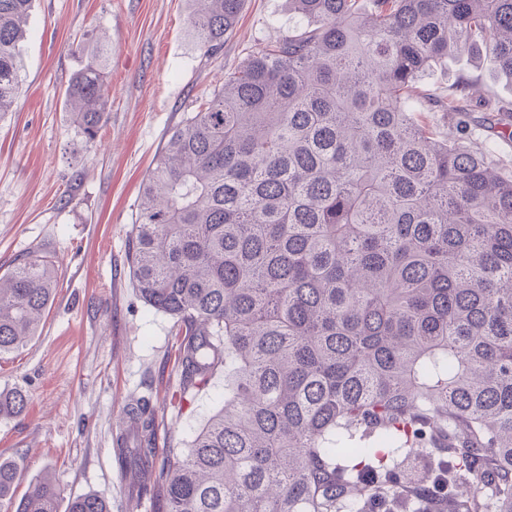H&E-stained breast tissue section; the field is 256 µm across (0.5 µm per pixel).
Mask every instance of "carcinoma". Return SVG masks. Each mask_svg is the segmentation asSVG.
<instances>
[{"mask_svg": "<svg viewBox=\"0 0 512 512\" xmlns=\"http://www.w3.org/2000/svg\"><path fill=\"white\" fill-rule=\"evenodd\" d=\"M34 0H0V114L23 93ZM212 56L243 0H191ZM299 25L224 75L142 182L130 277L176 320L183 390L224 367V405L157 461L155 413L125 406L121 468L161 512H512V177L467 129L471 81L413 89L453 55L512 79V0H289ZM99 43L66 103L95 140L109 106ZM512 142V107L483 120ZM55 262L0 276V357L37 336ZM425 456L415 478L405 462ZM0 505L57 512L43 477ZM68 512H109L104 495Z\"/></svg>", "mask_w": 512, "mask_h": 512, "instance_id": "cac0c4a2", "label": "carcinoma"}]
</instances>
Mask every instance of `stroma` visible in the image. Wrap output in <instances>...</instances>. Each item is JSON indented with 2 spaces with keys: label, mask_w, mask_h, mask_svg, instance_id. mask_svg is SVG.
<instances>
[{
  "label": "stroma",
  "mask_w": 512,
  "mask_h": 512,
  "mask_svg": "<svg viewBox=\"0 0 512 512\" xmlns=\"http://www.w3.org/2000/svg\"><path fill=\"white\" fill-rule=\"evenodd\" d=\"M189 0H35L24 44V94L0 116V274L48 255L58 279L35 338L0 357V394L24 409L0 414V459L71 499L106 495L111 512H157L120 480L114 440L125 405L156 412L158 457L182 448L224 403V375L184 393L173 319L144 304L127 254L143 178L169 131L253 52L291 31L288 0H244L224 48L208 57L189 34ZM112 44L111 101L95 143L65 106L69 80L99 35ZM512 101V83L485 60L451 59L421 83L447 95L460 78Z\"/></svg>",
  "instance_id": "1"
}]
</instances>
